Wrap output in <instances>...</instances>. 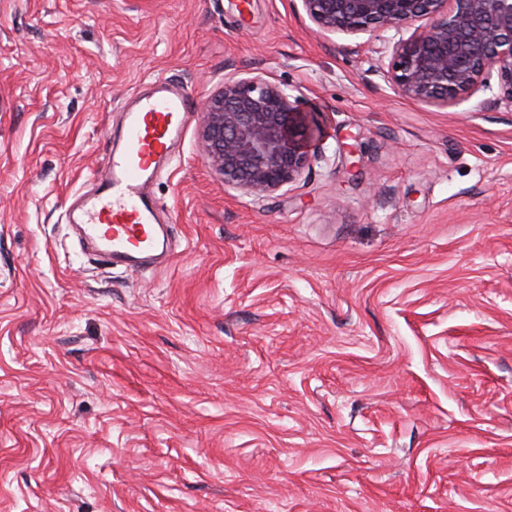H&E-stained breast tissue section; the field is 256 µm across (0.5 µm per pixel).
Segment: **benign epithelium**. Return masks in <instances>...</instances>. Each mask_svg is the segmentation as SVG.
Here are the masks:
<instances>
[{
    "mask_svg": "<svg viewBox=\"0 0 512 512\" xmlns=\"http://www.w3.org/2000/svg\"><path fill=\"white\" fill-rule=\"evenodd\" d=\"M325 35L377 28L425 29L400 39L385 70L403 96L438 108L480 90H497L491 107L512 109V0H297ZM321 134L280 84L244 72L224 80L203 109L200 137L224 185L256 196L301 176Z\"/></svg>",
    "mask_w": 512,
    "mask_h": 512,
    "instance_id": "benign-epithelium-1",
    "label": "benign epithelium"
}]
</instances>
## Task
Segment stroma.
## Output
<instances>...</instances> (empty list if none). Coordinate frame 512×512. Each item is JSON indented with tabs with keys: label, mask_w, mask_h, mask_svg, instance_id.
<instances>
[{
	"label": "stroma",
	"mask_w": 512,
	"mask_h": 512,
	"mask_svg": "<svg viewBox=\"0 0 512 512\" xmlns=\"http://www.w3.org/2000/svg\"><path fill=\"white\" fill-rule=\"evenodd\" d=\"M237 2L0 0V512H512V112L399 95L395 30ZM242 69L321 113L265 196L199 144ZM168 78L172 258L113 267L69 202Z\"/></svg>",
	"instance_id": "stroma-1"
}]
</instances>
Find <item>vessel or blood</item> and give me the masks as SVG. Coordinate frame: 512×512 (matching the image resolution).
I'll return each mask as SVG.
<instances>
[{
  "instance_id": "1",
  "label": "vessel or blood",
  "mask_w": 512,
  "mask_h": 512,
  "mask_svg": "<svg viewBox=\"0 0 512 512\" xmlns=\"http://www.w3.org/2000/svg\"><path fill=\"white\" fill-rule=\"evenodd\" d=\"M191 102L184 85L161 82L129 111L123 151L112 154L92 175L94 193L80 222L113 264L131 266L167 252L146 187L178 140Z\"/></svg>"
}]
</instances>
